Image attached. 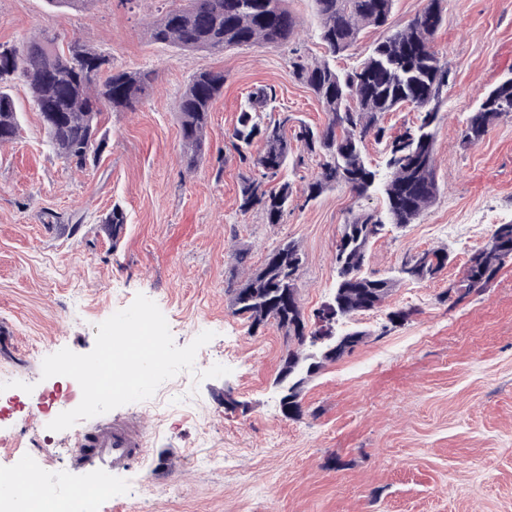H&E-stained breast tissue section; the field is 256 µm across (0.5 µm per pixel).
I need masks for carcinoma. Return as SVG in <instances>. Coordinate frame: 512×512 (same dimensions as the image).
<instances>
[{"instance_id": "carcinoma-1", "label": "carcinoma", "mask_w": 512, "mask_h": 512, "mask_svg": "<svg viewBox=\"0 0 512 512\" xmlns=\"http://www.w3.org/2000/svg\"><path fill=\"white\" fill-rule=\"evenodd\" d=\"M284 0H184L167 7L148 26L150 38L184 51L222 53L227 49L279 46L296 34V16ZM320 18L319 36L328 58L309 62L298 55L291 63L294 77L316 96L326 114L321 126L303 122L294 129L299 153L288 141L293 115L267 117L276 95L260 87L249 93L232 130V149L244 172L238 185L239 211L259 208L268 224H278L294 205L290 182L281 180L288 165H302L305 157L320 158L319 170L304 189L306 201L325 190L345 186L357 197L379 193L382 211L354 213L336 245L337 282L332 304L336 321L380 306L394 284L391 278L362 273L369 243L386 225L403 226L417 220L438 193L435 177L433 125L448 92L451 62L440 59L434 38L443 22L445 0H427L424 9L400 28L391 29L358 65L339 72L330 59L353 47L361 30L388 25L393 0H313ZM58 34L49 28L13 45L0 44V146L14 143L19 116L11 85L20 80L40 112L51 150L67 165L83 169L97 162L104 138L99 134L107 111H133L154 81L151 70L112 66L110 59L87 42L75 38L67 49L51 53ZM224 91V72L202 70L188 81L177 101L182 159L192 171L209 145V114ZM403 104L418 112V124L393 135L381 119ZM512 114V76L495 86L471 113L461 134L463 146H475L495 123ZM384 144L385 173L372 169L364 157L368 136ZM261 149L254 153L255 143ZM125 210L112 206L103 223L118 243L126 224ZM230 277L224 292L232 313L258 330L272 325L284 332L288 349L275 378L289 376L280 391L284 416L301 412L304 383L327 361H334L363 342L366 332L340 333L341 340L319 342L322 328L308 324L302 313L298 282L303 268L300 246L289 240L273 248L259 268L249 265L250 252L235 246L229 253ZM512 258V224H501L484 247L470 259L467 287H483L503 262ZM448 252L430 249L406 258L401 273L423 280L438 275Z\"/></svg>"}]
</instances>
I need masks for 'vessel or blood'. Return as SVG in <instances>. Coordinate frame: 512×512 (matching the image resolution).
I'll use <instances>...</instances> for the list:
<instances>
[{"label":"vessel or blood","mask_w":512,"mask_h":512,"mask_svg":"<svg viewBox=\"0 0 512 512\" xmlns=\"http://www.w3.org/2000/svg\"><path fill=\"white\" fill-rule=\"evenodd\" d=\"M146 433L139 422L129 419L97 421L77 434L69 450L71 466L102 474L123 471L140 462Z\"/></svg>","instance_id":"obj_1"}]
</instances>
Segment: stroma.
Listing matches in <instances>:
<instances>
[{
	"instance_id": "1",
	"label": "stroma",
	"mask_w": 512,
	"mask_h": 512,
	"mask_svg": "<svg viewBox=\"0 0 512 512\" xmlns=\"http://www.w3.org/2000/svg\"><path fill=\"white\" fill-rule=\"evenodd\" d=\"M162 3L97 0L77 12L0 0V44L49 27L93 44L115 67L156 73L135 111L106 114V146L83 171L52 152L25 85L12 90L22 130L0 148V373L21 386L0 400V469L36 474L50 497L103 489L98 512H512V259L485 287L466 281L490 231L512 223V116L478 145L460 144L471 112L512 74V0H447L434 39L453 64L435 128L438 194L415 223L387 227L369 245L365 272L395 284L380 307L348 321L364 341L305 383L294 418L273 386L287 350L282 332L250 331L229 309V248L246 245L258 266L281 241H296L310 322L332 296L346 219L383 210V199L339 186L274 225L261 210L240 213L227 134L245 97L267 86L277 111L312 126L326 120L291 68L292 49L325 55L313 0H288L299 21L291 43L216 54L153 42L144 21ZM201 70L223 72L224 91L206 156L190 172L174 103ZM116 203L127 224L115 245L101 219ZM437 248L449 255L440 274L397 279L407 255ZM140 293L158 305L177 346L206 330L214 337L193 370L113 409L145 427L138 464L106 480L70 471L67 450L87 423L49 430L79 401H46L54 381L42 379V362L63 348L89 353L99 324Z\"/></svg>"
}]
</instances>
